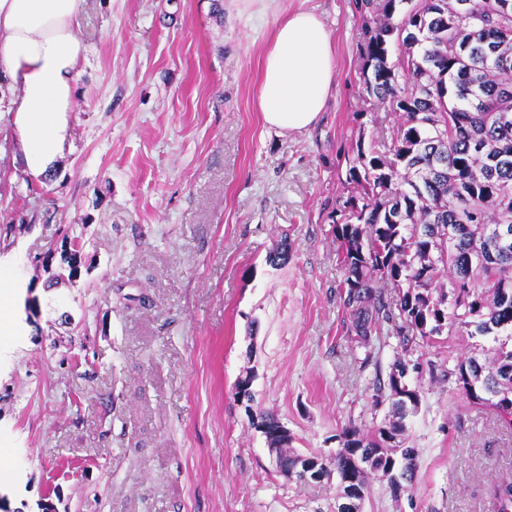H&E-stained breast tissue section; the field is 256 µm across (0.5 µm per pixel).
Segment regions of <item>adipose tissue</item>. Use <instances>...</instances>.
<instances>
[{"label": "adipose tissue", "instance_id": "ef3b65f1", "mask_svg": "<svg viewBox=\"0 0 512 512\" xmlns=\"http://www.w3.org/2000/svg\"><path fill=\"white\" fill-rule=\"evenodd\" d=\"M83 0H0V74L20 90L7 128L29 174L48 178L72 131L75 83L86 47L75 33ZM336 87L332 40L320 17L279 19L262 59L256 108L281 134L314 125Z\"/></svg>", "mask_w": 512, "mask_h": 512}]
</instances>
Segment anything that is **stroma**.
<instances>
[{
  "label": "stroma",
  "mask_w": 512,
  "mask_h": 512,
  "mask_svg": "<svg viewBox=\"0 0 512 512\" xmlns=\"http://www.w3.org/2000/svg\"><path fill=\"white\" fill-rule=\"evenodd\" d=\"M319 15L337 63L319 123L283 135L254 106L279 17ZM356 0H86L73 135L33 179L0 134V277L18 326L0 333V512H336V479L273 462L257 415L331 465L343 429L370 433L377 364L346 337L332 212L357 143L403 120L364 90ZM80 275L47 288L65 234ZM287 248L285 263L267 258ZM491 338L439 336L414 357V477L373 479L362 512H495L512 430L443 381ZM251 396L237 398L240 377Z\"/></svg>",
  "instance_id": "35a3bbf8"
}]
</instances>
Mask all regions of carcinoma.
Wrapping results in <instances>:
<instances>
[{
  "instance_id": "obj_1",
  "label": "carcinoma",
  "mask_w": 512,
  "mask_h": 512,
  "mask_svg": "<svg viewBox=\"0 0 512 512\" xmlns=\"http://www.w3.org/2000/svg\"><path fill=\"white\" fill-rule=\"evenodd\" d=\"M360 9L374 23L366 91L405 120L391 143L357 144L349 175L359 195L335 210L347 336L365 350L364 366L394 334L406 351L445 331L492 337L488 361L461 360L444 380L512 425V244L495 246L499 227L512 225V0H361ZM394 42L404 47L396 65ZM72 246L50 285L75 278L83 243ZM387 282L402 289L394 302ZM408 372L398 359L375 386L374 404H390L393 421L340 436L338 480L359 457L369 467L362 500L373 472L397 494L415 470L418 451L403 438L419 405ZM492 495L497 512H512V481Z\"/></svg>"
}]
</instances>
